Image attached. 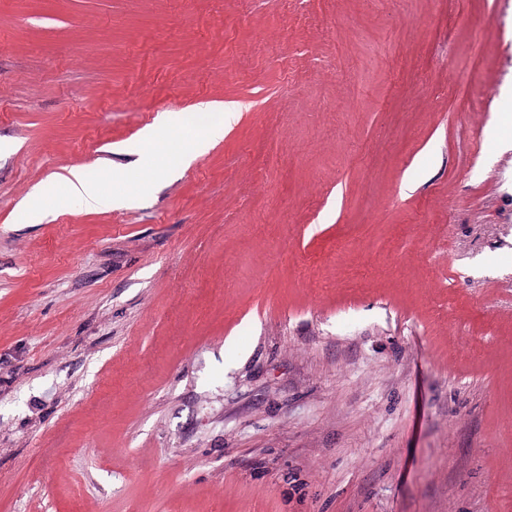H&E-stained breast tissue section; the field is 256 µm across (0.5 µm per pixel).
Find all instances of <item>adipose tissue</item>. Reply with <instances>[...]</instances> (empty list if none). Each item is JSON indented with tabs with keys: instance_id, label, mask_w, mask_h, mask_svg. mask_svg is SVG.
<instances>
[{
	"instance_id": "adipose-tissue-1",
	"label": "adipose tissue",
	"mask_w": 512,
	"mask_h": 512,
	"mask_svg": "<svg viewBox=\"0 0 512 512\" xmlns=\"http://www.w3.org/2000/svg\"><path fill=\"white\" fill-rule=\"evenodd\" d=\"M234 118L233 112L220 106L191 114L177 113L167 117L161 129L146 130L143 141L148 150L160 152L165 149L170 139L180 137L185 129H193V146L183 153L184 161L189 163L197 157V146L220 139L225 125L230 124Z\"/></svg>"
}]
</instances>
